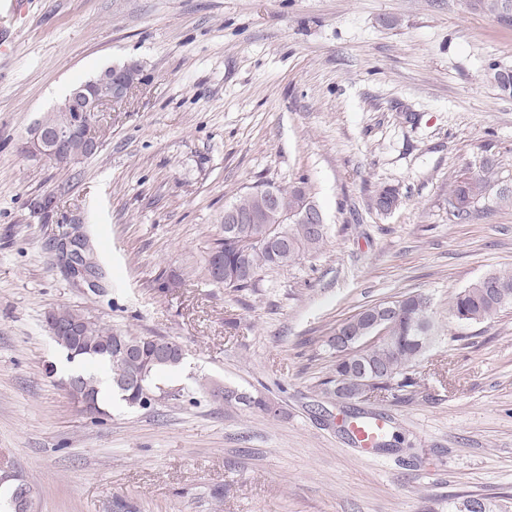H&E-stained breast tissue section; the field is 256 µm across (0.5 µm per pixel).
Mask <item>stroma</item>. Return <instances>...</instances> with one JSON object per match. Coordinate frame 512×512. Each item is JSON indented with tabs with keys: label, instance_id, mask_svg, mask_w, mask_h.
Masks as SVG:
<instances>
[{
	"label": "stroma",
	"instance_id": "stroma-1",
	"mask_svg": "<svg viewBox=\"0 0 512 512\" xmlns=\"http://www.w3.org/2000/svg\"><path fill=\"white\" fill-rule=\"evenodd\" d=\"M0 55V473L33 488L30 512H456L512 502V309L450 321L454 295L512 269V204L468 219L450 188L494 164L512 190V25L471 0H30ZM130 62L142 82L91 121V158L59 171L32 156L33 122L77 84ZM304 183L329 238L255 288L162 270L209 251L224 209L251 188ZM402 198L389 214L377 188ZM49 212L36 204L48 193ZM81 225L103 272L76 283L56 248ZM430 300L434 339L415 392L346 405L326 395L325 344L366 306ZM67 306L186 352L152 408L106 401L101 421L65 388L44 323ZM213 381L265 394L266 416L225 405ZM384 418L389 452L348 432Z\"/></svg>",
	"mask_w": 512,
	"mask_h": 512
}]
</instances>
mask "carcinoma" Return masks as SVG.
Returning a JSON list of instances; mask_svg holds the SVG:
<instances>
[{"label":"carcinoma","mask_w":512,"mask_h":512,"mask_svg":"<svg viewBox=\"0 0 512 512\" xmlns=\"http://www.w3.org/2000/svg\"><path fill=\"white\" fill-rule=\"evenodd\" d=\"M492 189L488 177L478 175L470 181H459L449 192L448 204L453 214L464 219L478 200ZM400 203L396 189L384 186L375 196L376 208L383 212ZM284 245L279 251L254 247L245 254L237 240L223 235L216 238L207 255L193 272L218 288L235 291L252 287L266 269L288 268L305 255L321 250L328 239V225L315 230L309 224L281 225ZM402 305L404 317L390 344H373L361 350L359 358L336 357L334 375L325 382L324 392L336 397L346 393L356 400L369 391L411 392L419 386L416 367L423 353L413 340V324L429 312V301L421 294H407L395 300ZM512 308V271L495 270L471 282L453 298L449 316L458 323L477 324L493 319L506 308ZM51 322L60 328L54 340L71 359L81 358L107 369L112 392L126 403L151 408L157 399L177 397L179 393L161 389L156 376L178 368L185 358L184 348L165 336H141L129 330H114L93 316L67 306L50 310ZM76 390L69 392L75 401L81 396L98 402L99 380L93 375L76 374ZM212 394L224 403H244L269 416L279 409L265 396H239L224 387L212 388Z\"/></svg>","instance_id":"carcinoma-1"}]
</instances>
